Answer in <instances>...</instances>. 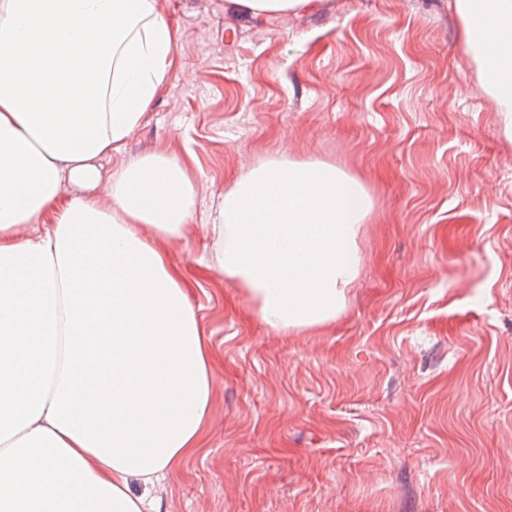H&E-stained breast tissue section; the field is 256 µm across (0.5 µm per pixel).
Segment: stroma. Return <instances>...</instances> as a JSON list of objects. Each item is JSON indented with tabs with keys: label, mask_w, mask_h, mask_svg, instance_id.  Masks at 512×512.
Wrapping results in <instances>:
<instances>
[{
	"label": "stroma",
	"mask_w": 512,
	"mask_h": 512,
	"mask_svg": "<svg viewBox=\"0 0 512 512\" xmlns=\"http://www.w3.org/2000/svg\"><path fill=\"white\" fill-rule=\"evenodd\" d=\"M252 21L161 0L173 70L124 154L156 149L209 214L268 155L358 178L372 201L345 308L271 331L219 269L191 302L212 355L205 448L150 491L159 512H512V137L455 0H333Z\"/></svg>",
	"instance_id": "obj_1"
}]
</instances>
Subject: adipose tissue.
Listing matches in <instances>:
<instances>
[{
	"label": "adipose tissue",
	"instance_id": "1",
	"mask_svg": "<svg viewBox=\"0 0 512 512\" xmlns=\"http://www.w3.org/2000/svg\"><path fill=\"white\" fill-rule=\"evenodd\" d=\"M328 3L224 0L252 19ZM455 8L467 45L499 46L480 62L512 132V0ZM177 40L156 0H0V512H157L132 482L154 485L204 444L197 278L164 248L191 230L188 166L159 151L106 178L98 166L142 124ZM368 209L335 166L266 158L215 210L216 264L271 330L324 325L358 276Z\"/></svg>",
	"mask_w": 512,
	"mask_h": 512
}]
</instances>
